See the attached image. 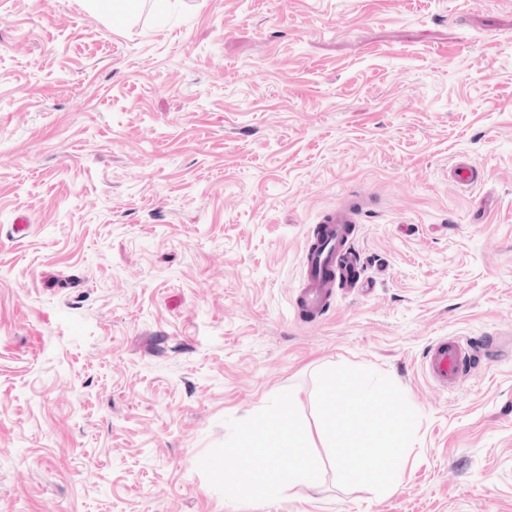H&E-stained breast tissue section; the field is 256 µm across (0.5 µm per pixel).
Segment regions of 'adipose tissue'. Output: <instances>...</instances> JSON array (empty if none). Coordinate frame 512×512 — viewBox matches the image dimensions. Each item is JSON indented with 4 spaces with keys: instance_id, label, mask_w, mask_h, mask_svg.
I'll return each mask as SVG.
<instances>
[{
    "instance_id": "1",
    "label": "adipose tissue",
    "mask_w": 512,
    "mask_h": 512,
    "mask_svg": "<svg viewBox=\"0 0 512 512\" xmlns=\"http://www.w3.org/2000/svg\"><path fill=\"white\" fill-rule=\"evenodd\" d=\"M340 385L350 395L348 402L330 394L324 407L329 414L343 409L347 417L346 428L331 438L336 469L346 481L382 492L395 490L399 461L413 427L411 415L379 414L378 398L358 371H344ZM243 436L246 446L225 447L214 464L226 499L250 491L281 495L318 485L309 435L290 411L275 404L266 407ZM283 455L289 457V464H275V457Z\"/></svg>"
}]
</instances>
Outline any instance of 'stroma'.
Instances as JSON below:
<instances>
[{
    "label": "stroma",
    "mask_w": 512,
    "mask_h": 512,
    "mask_svg": "<svg viewBox=\"0 0 512 512\" xmlns=\"http://www.w3.org/2000/svg\"><path fill=\"white\" fill-rule=\"evenodd\" d=\"M107 2L0 0V512H512V0ZM360 195L367 292L295 320ZM441 336L498 357L442 391ZM345 369L415 418L395 491L334 468ZM275 403L320 485L225 499Z\"/></svg>",
    "instance_id": "stroma-1"
}]
</instances>
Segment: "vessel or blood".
<instances>
[{"instance_id": "obj_1", "label": "vessel or blood", "mask_w": 512, "mask_h": 512, "mask_svg": "<svg viewBox=\"0 0 512 512\" xmlns=\"http://www.w3.org/2000/svg\"><path fill=\"white\" fill-rule=\"evenodd\" d=\"M359 215L357 205L344 204L321 216L322 236L305 251L303 284L293 308L295 319L312 322L322 317L339 286L363 289L365 268L356 249ZM482 342L479 336L465 341L444 336L434 341L424 360L428 376L442 389L456 388L468 374Z\"/></svg>"}]
</instances>
